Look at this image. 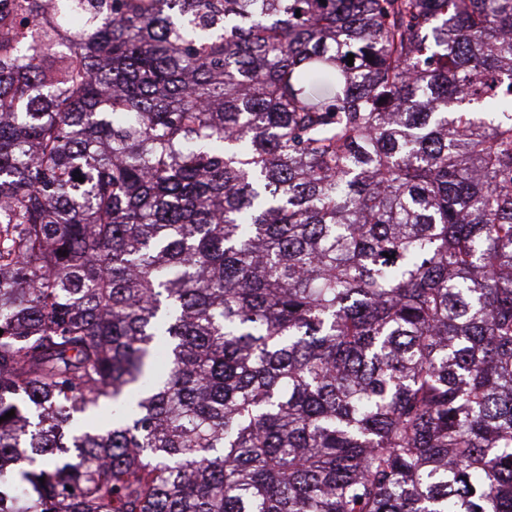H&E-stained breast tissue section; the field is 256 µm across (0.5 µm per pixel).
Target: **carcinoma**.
Here are the masks:
<instances>
[{
	"instance_id": "1",
	"label": "carcinoma",
	"mask_w": 512,
	"mask_h": 512,
	"mask_svg": "<svg viewBox=\"0 0 512 512\" xmlns=\"http://www.w3.org/2000/svg\"><path fill=\"white\" fill-rule=\"evenodd\" d=\"M0 329V512H512V0H0Z\"/></svg>"
}]
</instances>
